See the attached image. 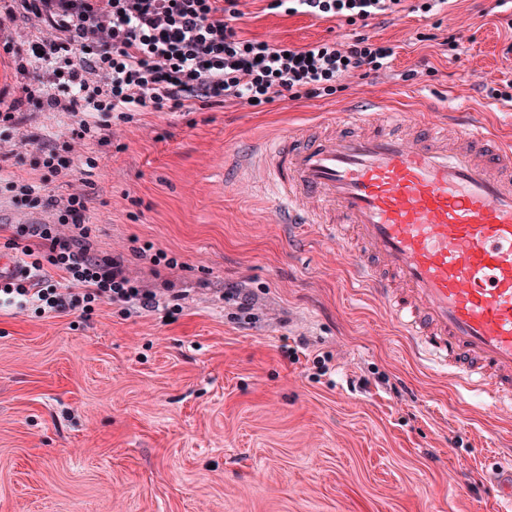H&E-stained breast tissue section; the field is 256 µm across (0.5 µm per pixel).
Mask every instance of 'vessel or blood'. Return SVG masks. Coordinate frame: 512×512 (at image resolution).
<instances>
[{
  "label": "vessel or blood",
  "instance_id": "obj_1",
  "mask_svg": "<svg viewBox=\"0 0 512 512\" xmlns=\"http://www.w3.org/2000/svg\"><path fill=\"white\" fill-rule=\"evenodd\" d=\"M237 163L276 202L275 223L346 246L353 281L415 353L512 407V142L466 111L411 128L369 100L330 135L276 134ZM500 469L512 512L511 454Z\"/></svg>",
  "mask_w": 512,
  "mask_h": 512
}]
</instances>
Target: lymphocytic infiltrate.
<instances>
[{
  "label": "lymphocytic infiltrate",
  "instance_id": "lymphocytic-infiltrate-1",
  "mask_svg": "<svg viewBox=\"0 0 512 512\" xmlns=\"http://www.w3.org/2000/svg\"><path fill=\"white\" fill-rule=\"evenodd\" d=\"M37 35L26 47L0 42L15 63L22 97L0 88V122L14 126L22 105L37 112H97L78 138L110 143L108 118L131 113L192 112L203 108L330 96L347 78L387 68L393 47L360 35L302 47L244 37L236 22L240 0H13ZM405 0H268L269 10L346 25L388 21ZM50 73L43 81L42 73ZM15 203L50 210L52 220L13 224L8 249L25 260L22 276L0 281V306L46 315L91 314L104 302L158 307V294L129 276L123 256L101 257L83 216L89 199L65 204L34 185L9 182ZM52 266L56 281L44 273Z\"/></svg>",
  "mask_w": 512,
  "mask_h": 512
}]
</instances>
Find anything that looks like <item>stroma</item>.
<instances>
[{
    "label": "stroma",
    "instance_id": "35a3bbf8",
    "mask_svg": "<svg viewBox=\"0 0 512 512\" xmlns=\"http://www.w3.org/2000/svg\"><path fill=\"white\" fill-rule=\"evenodd\" d=\"M493 3L449 0L431 18L407 0L388 23L347 26L243 0L248 38L395 49L335 95L263 112L145 110L112 120L101 146L74 138L72 113L22 106L0 131V225L48 220L6 183L40 185L37 143L72 142L76 170L50 193L89 194L95 253L124 256L160 299L168 282L185 297L171 317L108 302L88 317L0 310V512H500L512 415L419 366L342 251L311 227L289 236L231 164L266 135L326 130L362 97L410 121L468 106L512 140V105L480 90L512 80V9ZM465 29L458 51L441 45ZM231 284L252 291L254 320L233 318Z\"/></svg>",
    "mask_w": 512,
    "mask_h": 512
}]
</instances>
